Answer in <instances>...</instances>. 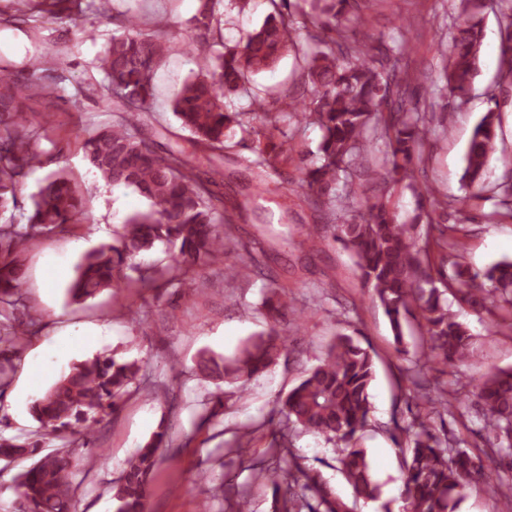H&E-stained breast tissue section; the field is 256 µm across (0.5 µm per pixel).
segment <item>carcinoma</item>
I'll use <instances>...</instances> for the list:
<instances>
[{
    "instance_id": "cac0c4a2",
    "label": "carcinoma",
    "mask_w": 512,
    "mask_h": 512,
    "mask_svg": "<svg viewBox=\"0 0 512 512\" xmlns=\"http://www.w3.org/2000/svg\"><path fill=\"white\" fill-rule=\"evenodd\" d=\"M219 0H199L196 13L183 32L187 45L208 54L206 67L187 80L172 101V112L181 128L189 131L208 169L199 157L181 148H156L141 136L147 125V105L154 96L158 68L170 49L167 34L141 30L145 20L135 14H115L125 32L112 38L99 58L104 89L112 102V124L84 141L85 157L109 184L133 188L150 201L148 211L126 221L115 243L86 254L69 286L75 302H84L106 288L122 290L159 280L179 284L192 293L200 289L195 265L217 260L236 245L233 210L224 196L210 189L218 173L215 158L228 148L233 127L242 140L254 142L249 161L257 194L266 191L282 166L293 161L294 148L274 141L273 130L290 118L317 126L321 131L320 164L297 167L302 189L300 201L323 213L327 223L305 228V241L314 243L319 233L333 232L334 240L350 254L360 278L372 288L393 334L395 350L407 354L404 324L416 319L422 329L421 354L410 361L411 376L430 362L453 366L473 356L469 327L448 310L443 295L452 289L462 308L477 314L499 316L512 324V259L503 258L481 272L456 261L464 243L460 228L441 221L439 205L418 207L406 221H399L384 197L370 207L369 218L353 222L336 214V185L340 175L374 139L376 124L389 151L383 161L385 179L412 185L415 168L428 143L430 130L407 108L412 83L408 72L386 68L369 59L370 48L347 41L352 24L366 21L354 8L358 0H308L309 10L294 11L290 0H270L273 12L248 33L240 45L216 44L213 29ZM90 8L100 16L109 13L106 0H26L17 13L33 22L45 14L77 16ZM462 22L451 36V50L440 91L455 99L469 92L478 68L484 38L482 0H458ZM307 38H300V32ZM291 53L302 64L310 85L299 100L288 92L266 99L249 91L250 77L272 68ZM502 54L512 75V0H508ZM29 62L27 77L0 67V214L21 210L19 179L42 163L37 142L46 128L29 120L41 101L57 97L56 86L37 76L50 70L52 61L38 57ZM248 96V108L229 110L224 99ZM496 114L488 111L475 126L468 144L462 175L464 186L476 193L485 188L490 156L496 150ZM82 210L81 195L62 171L48 178L31 198L27 223L0 224V387L12 370L7 353L41 328V319L30 313L22 288L23 255L39 233L65 231ZM425 226V235L416 233ZM162 243L169 263L159 270L143 268L135 258ZM452 266L447 271L446 266ZM284 289L272 291L266 301L271 318L265 333L249 338L231 358L205 357L203 369L233 386L227 395L243 391L246 383L264 373L286 353L287 337L278 329L290 315L302 313L288 306ZM139 366L113 357L96 356L73 364L60 381L30 406L39 430L19 442L0 435V460L10 464L19 457L36 461L15 477L16 512H71L84 482L71 469V457L90 448L96 428L114 414L126 397L140 390ZM375 378L374 355L351 336L339 335L319 363L307 369L300 382L281 401L285 420L273 434L272 453L257 478L272 490L278 512H349L348 506L330 497L321 476L299 462L292 451L297 432L319 434L337 448L338 462L355 499L374 500L380 487L374 481L367 452L360 440L369 425L370 386ZM482 409L480 431L488 437L491 453L481 457L462 448L465 440L450 436L445 418L455 417L457 398L437 389L431 396L409 392L405 405L409 417L393 420L391 438L402 455L404 512H456L468 490L477 484L491 489L490 475L497 456L512 458V368H488L469 383ZM439 418L442 428L435 426ZM52 435L62 445L46 454L40 442ZM170 447L168 427L162 425L152 439L127 460L113 498L116 512H147L149 485Z\"/></svg>"
}]
</instances>
